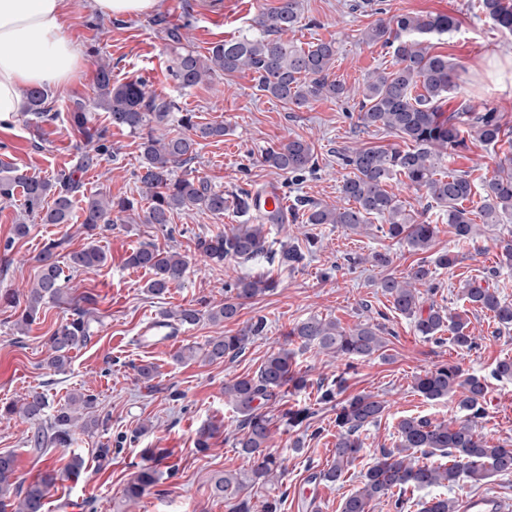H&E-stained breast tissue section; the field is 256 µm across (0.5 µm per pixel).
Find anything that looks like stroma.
I'll list each match as a JSON object with an SVG mask.
<instances>
[{"label":"stroma","mask_w":512,"mask_h":512,"mask_svg":"<svg viewBox=\"0 0 512 512\" xmlns=\"http://www.w3.org/2000/svg\"><path fill=\"white\" fill-rule=\"evenodd\" d=\"M351 0H301V18L285 40L300 46L317 40L338 46L333 74L348 87L358 88L368 73L389 65L386 49L358 43L361 30L374 15L350 10ZM475 0H383L388 14L445 13L459 21L456 30L434 35L430 43L458 65L457 90L474 104L496 108L512 127V83L499 82L478 72L488 54L512 58V34L498 31L474 6ZM277 0H164L162 7L135 18H107L91 7V0H68L64 18L67 34L84 50L86 63L71 82L47 90L46 105L53 117L33 125L27 113L0 121V161L28 170L46 179L76 171L82 183L73 195L72 217L66 224H43L30 220L28 235L19 237L14 226L23 217L19 202H0V293H27L36 279V255L52 239L70 238L72 248L94 242L108 256L105 266L73 274L68 292L59 302L43 304L25 333L14 327L18 313L0 302V406L18 400L32 390L45 392L53 403H65L75 393L94 395L93 408L85 419L100 418L104 427L77 433L68 448H55L44 461H36L27 443L32 428L19 416L0 419V453L16 458L20 479L30 481L55 471L46 512H60L62 501L77 503V512H231L223 499L213 495L215 475L238 471L246 463L235 446L238 418L224 398L225 381L254 375L272 351L284 345L290 329L312 315L337 319L351 327L384 313L390 332L386 358H372L347 367L344 360L300 348L295 361L305 373L307 386L285 389L266 405L275 429L270 450L278 455L285 473L278 483L258 485L250 492V512H264L267 501L278 500V512H341L344 499L360 485L361 474L382 449L395 447L397 424L405 417L431 421L451 420L460 411L451 401H428L414 389L416 375L435 365L459 363L470 374L489 379V394L480 431L489 443L512 442V380L494 379L496 362L512 357V330L494 334L489 313L469 311V331L479 346L461 354L450 337L434 342L418 336L412 322L396 313L378 286L383 270L365 263L351 266L349 257L368 256L389 250L391 270L401 274L417 257L403 244L368 227L354 232L338 224L317 227L301 222L272 225L271 238L304 243L306 235L318 242L297 267L272 264L240 265L232 261L215 264L191 256L189 270L180 287L155 297L148 293L147 271L127 265L126 259L143 242L189 253L194 236L205 235L239 223L236 211L215 216L203 210L174 215L170 232H162L141 218L112 224L94 238L81 229V213L87 195L100 192L114 197L137 195L139 140L127 131L110 126L105 112L94 109L95 76L99 62L112 66V79L121 83L143 79L148 89L177 105L169 128L181 131L183 113H194L197 122L224 123V137L201 141L197 156L186 172L206 179L214 189L232 195L243 191L274 188L287 204L303 201L335 204L344 175L336 152L344 147L400 145L394 134L376 128L358 127L348 105L319 100L297 108L265 96L256 88L251 72L216 75L209 86L183 88L169 75L170 59L163 39V25L182 27L198 52L212 43L249 33L256 15L276 6ZM89 108L91 124L108 127V152L95 153L83 135L68 121L74 100ZM303 136L315 143V172L295 179L262 162L267 148L289 138ZM512 152V139L494 145L472 140L467 150L442 161L443 171H470L475 185L489 179L499 157ZM512 236V220L501 224H477L472 240L458 244L453 229L438 223L433 253L457 250L463 262L452 269L436 270L433 296L436 306L460 311L458 301L465 282L491 277L502 298L512 302V270L499 267L501 239ZM264 276L273 279V291L247 302L235 320L213 324L201 320L178 328L176 341L151 348L139 347L136 338L150 320L163 310L207 300L217 305L224 288L240 278ZM93 295V335L86 346L70 353L65 372L57 373L45 363L47 339L68 318L84 295ZM265 318L261 336L234 359L208 363L202 359L176 361L174 354L188 345L199 346L207 337L236 333L246 323ZM150 363L156 376L147 381L136 368ZM346 378L345 396L374 394L387 403L377 423L366 427L361 438L364 451L345 472L340 483L317 481L320 471L333 461L336 442V406L322 403V390L334 384L337 375ZM309 409L306 429H288L283 412ZM215 427L207 451H196L199 428ZM112 453L108 460L97 456L100 446ZM84 467L78 479L68 478L66 467L73 456ZM157 464L162 478L138 502L123 496L127 480L141 467ZM445 496L465 503L474 497H494L512 504V475L474 483L463 478L444 490Z\"/></svg>","instance_id":"35a3bbf8"}]
</instances>
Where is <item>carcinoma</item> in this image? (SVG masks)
Instances as JSON below:
<instances>
[{"label":"carcinoma","mask_w":512,"mask_h":512,"mask_svg":"<svg viewBox=\"0 0 512 512\" xmlns=\"http://www.w3.org/2000/svg\"><path fill=\"white\" fill-rule=\"evenodd\" d=\"M478 9L500 30L512 34V0H477ZM300 0H278L276 6L260 13L255 20L258 33L212 44L203 55L184 43L179 27L164 28V37L172 58L171 77L182 87H194L210 81L214 75L248 70L256 75L259 90L277 100L298 108L313 100L348 101L353 96L345 83L332 75L337 48L334 41H318L303 48L279 35L296 27L300 20ZM458 25L448 14L413 15L410 13L380 18L360 33L359 41L391 50L390 66L368 74L357 102V119L366 128L383 129L401 138L406 147H359L336 151V158L347 174L339 188L341 203L328 206L311 203L305 223L341 224L354 232L366 229L371 218L382 221L379 229L391 239L406 243L414 254L428 252L434 244L436 227L419 222L406 206L387 190L389 181L399 175L409 185L425 192L454 229L457 241L473 238V211L463 206L474 195V182L465 171L442 174L439 162L448 150L466 147V136L491 145L512 131L502 122L499 112L491 108L478 109L463 99L451 103L457 88V65L448 56L435 52L426 40L429 34H443ZM26 109L39 123L49 116L44 91L28 88L23 91ZM96 107L107 112L109 124L128 131L140 139V164L137 178L141 183L139 196L147 201L143 223H170L180 212L200 209L216 216L229 209L251 215L249 221L233 225L211 235L198 236L195 252L210 261L264 260L280 266L293 267L304 261L306 252L316 244L315 236L307 238L306 250L293 245H276L269 239L265 226L277 224L270 214L254 212L251 194L229 199L224 192L214 190L203 178H186L178 169L193 160L199 140L224 136V124L196 123L193 115L182 117L184 133L155 135L166 126L175 109L173 101L147 90L141 80L116 84L112 82L109 64L98 66L96 75ZM69 121L97 150L106 152L108 127L89 126L85 106L77 102ZM263 162L269 167L294 177L315 169L317 156L314 144L303 137L290 138L269 148ZM79 182L71 173L60 174L55 181L42 179L8 163L0 164V199L8 202L17 190L23 192L26 215H35L43 224L68 222L72 193ZM82 226L89 232L113 224L135 211L134 200L112 198L101 193L86 197ZM483 223L498 224L512 216V153L499 159L493 175L484 185ZM64 238L46 243L39 256L35 285L26 295L25 307L17 321V329L35 320L44 301L57 302L67 291L63 269L58 257L65 255L73 273L95 270L107 260L98 246H86L66 251ZM347 262L387 269L393 259L388 251H375L367 257H349ZM128 265L152 272L148 291L160 296L179 285L189 266L188 256L158 246L143 243L127 258ZM432 281L428 262L421 258L403 276L389 273L378 283L391 298L394 311L410 319L418 335L439 342L442 334L450 333L452 343L461 351L477 347V339L468 331V320L460 313L450 314L433 305L423 309L421 292L416 285ZM271 284L261 279H240L225 290L224 302L202 311L193 305L178 310H164L161 315L181 326H191L206 317L220 324L235 319L241 307L270 290ZM460 299L474 308L492 313L498 327L512 328V304L501 299L498 289L468 282L461 289ZM264 319L260 318L242 328L236 335L210 336L202 345V357L210 363L222 362L241 354L255 337L262 335ZM386 327L371 321L344 328L332 318L311 316L297 323L288 333L301 346H316L321 351L347 360H364L387 347ZM92 336L89 310L77 306L72 317L62 321L48 338L47 365L63 371L70 364L69 353L82 347ZM295 352L281 347L268 355L256 375L236 377L224 382V397L242 417L241 436L235 446L249 469L243 473L226 472L216 478L213 491L240 495L255 485L273 482L282 473L280 458L266 451L272 438V419L263 406L275 398L280 389L290 383L297 390L306 387L305 376L294 369ZM344 378L321 393L325 403L339 406L336 415L338 432L334 463L320 472L318 478L326 483L338 482L362 451L361 431L376 423L386 409V401L371 394H358L337 400ZM415 390L429 401L456 399L463 416L453 421L432 422L418 417H406L398 423L399 443L384 448L362 475L361 486L349 495L342 512H370L371 503L383 497L394 499L395 512H407L410 499L404 497L407 488L430 489L448 487L465 475L479 483L497 474H512V444L488 445L477 431L485 415L484 403L488 394L486 379L467 374L458 364H442L415 380ZM95 398L91 394H75L67 403L50 413L47 394L31 391L21 405L11 404L0 409V415L22 413V418L35 426L28 439L31 449L42 458L56 447L67 448L75 441L74 418L71 407L90 409ZM439 454L448 462L439 465L421 463L415 454ZM161 478L153 466L140 469L125 485L127 500L136 501ZM54 481L51 473L25 483L17 475L15 457L0 454V512H44L49 488ZM425 512H456L455 501L434 496L426 502Z\"/></svg>","instance_id":"obj_1"}]
</instances>
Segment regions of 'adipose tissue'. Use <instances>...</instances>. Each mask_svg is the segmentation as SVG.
I'll use <instances>...</instances> for the list:
<instances>
[{
	"instance_id": "adipose-tissue-1",
	"label": "adipose tissue",
	"mask_w": 512,
	"mask_h": 512,
	"mask_svg": "<svg viewBox=\"0 0 512 512\" xmlns=\"http://www.w3.org/2000/svg\"><path fill=\"white\" fill-rule=\"evenodd\" d=\"M67 0H0V119L22 112L26 87L66 85L84 62L67 36Z\"/></svg>"
}]
</instances>
